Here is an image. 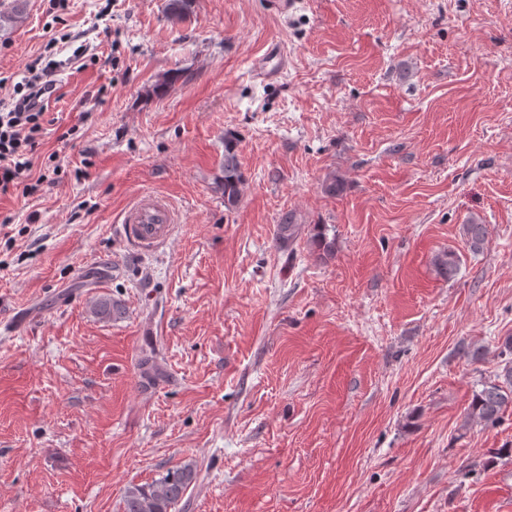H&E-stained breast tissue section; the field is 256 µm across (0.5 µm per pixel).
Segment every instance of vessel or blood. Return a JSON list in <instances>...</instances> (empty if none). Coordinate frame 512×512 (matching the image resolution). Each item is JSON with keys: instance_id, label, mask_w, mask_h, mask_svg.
I'll return each mask as SVG.
<instances>
[{"instance_id": "1", "label": "vessel or blood", "mask_w": 512, "mask_h": 512, "mask_svg": "<svg viewBox=\"0 0 512 512\" xmlns=\"http://www.w3.org/2000/svg\"><path fill=\"white\" fill-rule=\"evenodd\" d=\"M179 212L165 198L144 194L123 213L122 233L130 245L143 252L154 251L172 237Z\"/></svg>"}]
</instances>
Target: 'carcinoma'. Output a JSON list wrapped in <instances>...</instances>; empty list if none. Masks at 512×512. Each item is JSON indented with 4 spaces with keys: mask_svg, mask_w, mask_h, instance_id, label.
<instances>
[{
    "mask_svg": "<svg viewBox=\"0 0 512 512\" xmlns=\"http://www.w3.org/2000/svg\"><path fill=\"white\" fill-rule=\"evenodd\" d=\"M25 0H13L11 6L0 11V30L5 29L24 13ZM238 139L232 132L224 134V164L220 176L224 191V207L235 208L240 201V186L244 175L237 153ZM488 235L484 224L464 225V236L470 251L480 252ZM435 265L440 273L451 278L459 270V258L450 251L436 257ZM94 314L101 319H110L122 313V306L110 298H100L93 306ZM503 382L485 384L473 394L468 417L485 425L495 426L502 421L503 414L512 405V358L503 368ZM196 479L195 470L189 466L168 469L159 478L145 485H134L124 493V512H170L182 500Z\"/></svg>",
    "mask_w": 512,
    "mask_h": 512,
    "instance_id": "obj_1",
    "label": "carcinoma"
}]
</instances>
